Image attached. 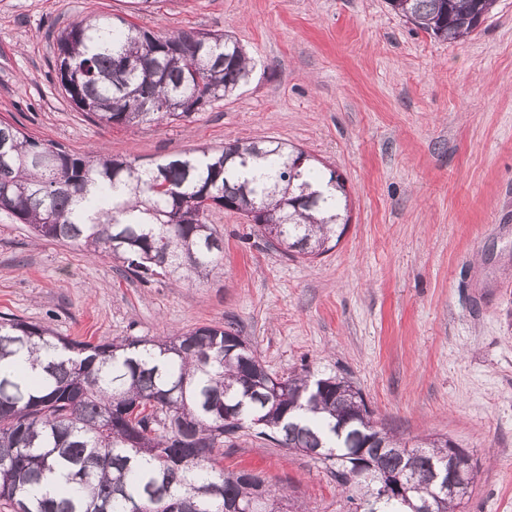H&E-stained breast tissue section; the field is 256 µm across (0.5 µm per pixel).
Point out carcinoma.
I'll return each mask as SVG.
<instances>
[{"mask_svg":"<svg viewBox=\"0 0 512 512\" xmlns=\"http://www.w3.org/2000/svg\"><path fill=\"white\" fill-rule=\"evenodd\" d=\"M392 10L441 40H462L495 0H389ZM251 60L233 36L155 33L120 18L81 20L57 36V79L81 111L106 126L189 122L232 94ZM51 154L47 166L39 156ZM305 151L273 140L233 142L153 167L91 152L84 157L0 121V212L36 240L102 250L142 283L174 284L219 270L222 239L209 213L248 215L268 242L291 256L318 258L336 247L348 202ZM231 325H204L162 338L93 344L20 318L0 320V502L12 512H168L174 497L190 512L244 508L285 495L248 470H224L214 457L245 428L291 451L326 448L321 462L362 512H456L464 497L438 496L434 472L448 462L446 439L412 448L380 429L360 390L336 376L321 388L309 372L262 387L251 345L225 337ZM51 350L41 376L18 356ZM235 423L224 427V413ZM378 473L414 477L402 499L380 497L358 477L357 462ZM55 474L69 492L42 491Z\"/></svg>","mask_w":512,"mask_h":512,"instance_id":"1","label":"carcinoma"}]
</instances>
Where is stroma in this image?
Wrapping results in <instances>:
<instances>
[{"label": "stroma", "instance_id": "1", "mask_svg": "<svg viewBox=\"0 0 512 512\" xmlns=\"http://www.w3.org/2000/svg\"><path fill=\"white\" fill-rule=\"evenodd\" d=\"M163 32L228 33L248 79L193 122L107 127L56 78V36L90 16ZM84 155L147 166L273 138L347 182L350 223L314 261L214 210L222 271L149 284L107 253L35 240L0 213V314L95 344L233 324L278 376L308 368L359 388L374 420L469 452L458 512H512V0L442 41L386 0H0V120ZM221 465L260 474L307 512H353L320 461L244 432Z\"/></svg>", "mask_w": 512, "mask_h": 512}]
</instances>
